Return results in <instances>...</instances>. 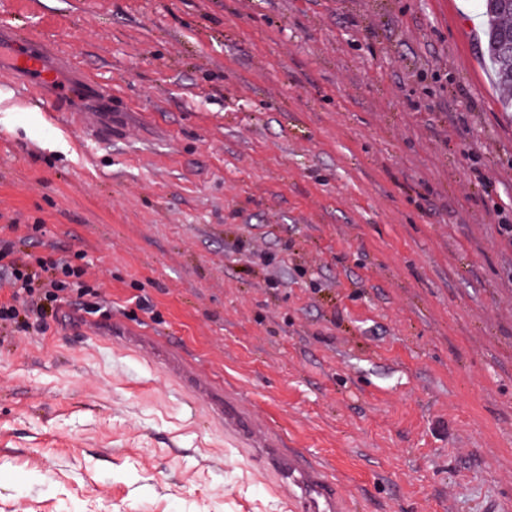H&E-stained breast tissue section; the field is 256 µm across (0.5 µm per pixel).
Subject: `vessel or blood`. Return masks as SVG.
<instances>
[{"instance_id":"obj_1","label":"vessel or blood","mask_w":512,"mask_h":512,"mask_svg":"<svg viewBox=\"0 0 512 512\" xmlns=\"http://www.w3.org/2000/svg\"><path fill=\"white\" fill-rule=\"evenodd\" d=\"M4 51L11 55L10 66L0 71V77L21 78L36 96L54 82L57 69L72 66L68 57L58 55L53 57L54 67H47L45 58L50 54L46 44L8 24L0 26V53ZM219 417L228 433L250 437L256 463L277 475L282 492L293 499L299 512H346L347 505L338 497L335 482L320 465L309 461L303 453L281 448L271 429L255 428L233 401L225 402Z\"/></svg>"}]
</instances>
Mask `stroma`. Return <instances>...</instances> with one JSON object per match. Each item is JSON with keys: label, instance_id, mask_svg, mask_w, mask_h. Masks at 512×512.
I'll return each instance as SVG.
<instances>
[{"label": "stroma", "instance_id": "1", "mask_svg": "<svg viewBox=\"0 0 512 512\" xmlns=\"http://www.w3.org/2000/svg\"><path fill=\"white\" fill-rule=\"evenodd\" d=\"M481 0H0L112 88L0 86V237L110 323L0 325V512H295L224 399L349 512L512 508V112ZM39 233H32L34 224Z\"/></svg>", "mask_w": 512, "mask_h": 512}]
</instances>
